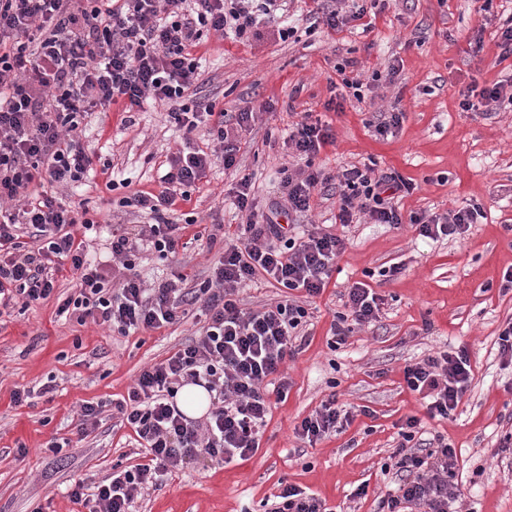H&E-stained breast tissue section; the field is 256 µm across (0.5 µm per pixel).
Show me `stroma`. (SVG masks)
I'll use <instances>...</instances> for the list:
<instances>
[{
  "mask_svg": "<svg viewBox=\"0 0 512 512\" xmlns=\"http://www.w3.org/2000/svg\"><path fill=\"white\" fill-rule=\"evenodd\" d=\"M303 0H290L284 21L298 40L281 42L271 25L257 38H202L198 87L216 109L235 114L253 109L255 120L238 154V165L216 164L173 217L190 215L198 227L233 226L241 218L233 191L249 177L259 212H268L280 192L277 171L299 168L286 145L299 113L328 123L333 145L315 165L340 169L376 162L415 185L400 203L403 216L443 213L480 204L484 224L464 236L429 240L415 225L336 224V196L318 195L309 216L314 226L344 234L327 288L312 298L307 342L281 367L289 380L284 401L273 402L261 429L260 446L247 460L224 464L202 460L135 502V512H265L267 498L283 485L321 499L328 512H380L382 498L398 478L386 471L397 432L416 417L428 442L444 439L455 448L459 469L449 489L461 512H512V453L501 448L512 430V363L498 352V334L512 321V290L500 288L512 268V108L491 114L459 107L468 87L484 88L512 77V59L500 60L495 31L512 24V0H386L378 14L333 33L307 32ZM353 61V73L380 71L364 103L342 101L335 65ZM400 62L396 76L389 67ZM398 107L400 129L387 138L372 127L377 111ZM81 141L98 159L81 182L59 188L63 198L84 204L99 224L90 244L98 262L110 259L112 233L149 223L144 211L119 206L122 197L160 189L162 165L180 143V133L159 105L126 113L122 104L89 116ZM127 187L109 190L110 180ZM161 260L144 259L146 284L183 274L203 282L222 253V242L195 238ZM400 265L399 274L387 267ZM367 282L382 296L378 321L354 327L347 341L327 345L334 315L343 311L353 284ZM53 298L16 303L0 313V512H88L68 496L79 478L93 483L113 467L140 463L132 428L104 416L87 437L77 438L84 403L111 404L126 394L140 371L162 361L198 336L203 318L190 309L180 323L122 336L94 322L78 325L57 313L60 298L74 294L69 271L56 275ZM466 351L474 378L452 416L430 417L421 395L407 389L406 365L440 351ZM51 392H43L44 384ZM32 390L17 404L13 393ZM351 410L346 429L308 445L295 428L329 395ZM61 443L60 453L49 450Z\"/></svg>",
  "mask_w": 512,
  "mask_h": 512,
  "instance_id": "obj_1",
  "label": "stroma"
}]
</instances>
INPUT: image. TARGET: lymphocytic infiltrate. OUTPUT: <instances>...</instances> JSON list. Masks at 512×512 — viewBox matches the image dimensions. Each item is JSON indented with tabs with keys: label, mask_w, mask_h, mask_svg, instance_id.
<instances>
[{
	"label": "lymphocytic infiltrate",
	"mask_w": 512,
	"mask_h": 512,
	"mask_svg": "<svg viewBox=\"0 0 512 512\" xmlns=\"http://www.w3.org/2000/svg\"><path fill=\"white\" fill-rule=\"evenodd\" d=\"M286 7L287 0H0V308L18 297L27 303L49 298L56 272L66 265L79 292L58 311L78 324L92 320L123 335L159 329L178 323L198 302L206 316L200 336L143 369L126 396L113 401V418L133 429L147 461L91 486L74 481L68 495L88 512H130L142 491L160 487L164 477L199 458L229 464L259 448L272 399H284L288 391L280 367L305 337L309 312L295 294H321L345 248L344 238L323 230L291 233L274 214H308L315 193L332 188L336 223L403 220L399 200L413 192L412 182L372 163L337 171L315 166L334 136L306 112L288 133V147L305 167L295 173L282 168V199L273 215L258 214L251 183L241 179L234 205L242 222L212 277L193 288L185 287L181 275L145 287L137 270L140 252H175L185 231L169 216L175 201H190L191 188L215 160L236 166L242 136L255 120L247 109L229 120L213 104L197 101L195 49L204 33H254L264 18ZM120 100L130 112L150 101L166 106L184 147L167 156L160 191L123 199V206L149 210L152 221L137 232L113 235L115 265L108 269L75 236V226L94 227L86 211L46 193L30 199L26 191L36 181H80L94 162L79 138L81 120ZM204 123L219 152L195 145ZM484 216L474 203L443 214L417 213L410 221L420 236L435 240L464 235ZM259 275L291 290V297L257 311L241 308L240 288ZM382 303L366 284L350 287L344 312L330 325L329 348L345 344L351 324L376 322ZM471 379L463 351L404 369L407 388L426 399L430 416L443 419L457 409ZM187 383L209 392L205 419H190L176 405L178 389ZM351 421V411L331 397L295 433L313 444ZM417 425L410 417L401 427L403 444L394 452L401 482L396 494L382 499V512H406L412 505L458 512L448 490L458 468L456 450L444 442L423 450L414 442Z\"/></svg>",
	"instance_id": "lymphocytic-infiltrate-1"
}]
</instances>
